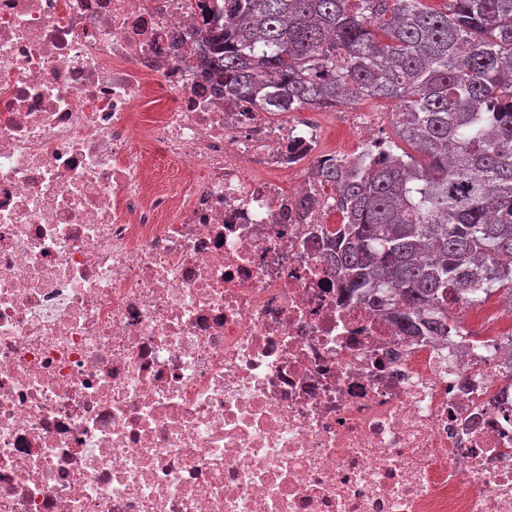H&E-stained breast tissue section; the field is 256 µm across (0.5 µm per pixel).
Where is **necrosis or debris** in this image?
<instances>
[{
    "label": "necrosis or debris",
    "mask_w": 512,
    "mask_h": 512,
    "mask_svg": "<svg viewBox=\"0 0 512 512\" xmlns=\"http://www.w3.org/2000/svg\"><path fill=\"white\" fill-rule=\"evenodd\" d=\"M220 2L0 0V512H512V311L327 273L322 124L206 82Z\"/></svg>",
    "instance_id": "1"
}]
</instances>
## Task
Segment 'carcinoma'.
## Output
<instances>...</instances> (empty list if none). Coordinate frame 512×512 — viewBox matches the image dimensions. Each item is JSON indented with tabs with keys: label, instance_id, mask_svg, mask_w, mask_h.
Masks as SVG:
<instances>
[{
	"label": "carcinoma",
	"instance_id": "cac0c4a2",
	"mask_svg": "<svg viewBox=\"0 0 512 512\" xmlns=\"http://www.w3.org/2000/svg\"><path fill=\"white\" fill-rule=\"evenodd\" d=\"M199 34L208 79L276 112L394 99L397 136L314 176L343 224L323 262L396 322L448 335V289L512 295V0H223Z\"/></svg>",
	"mask_w": 512,
	"mask_h": 512
}]
</instances>
